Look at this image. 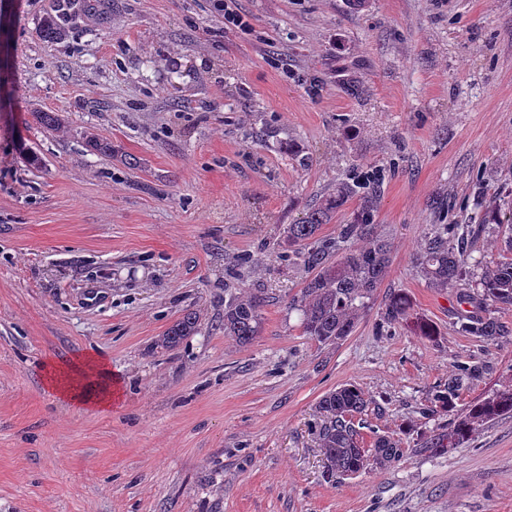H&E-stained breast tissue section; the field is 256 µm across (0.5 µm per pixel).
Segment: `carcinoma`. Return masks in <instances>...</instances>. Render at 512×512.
Masks as SVG:
<instances>
[{"instance_id": "obj_1", "label": "carcinoma", "mask_w": 512, "mask_h": 512, "mask_svg": "<svg viewBox=\"0 0 512 512\" xmlns=\"http://www.w3.org/2000/svg\"><path fill=\"white\" fill-rule=\"evenodd\" d=\"M353 198L358 199V207L352 222L338 225L334 237L318 236L320 226ZM378 204L379 195L366 180L344 181L303 221L286 228L288 254L299 260L307 273L300 296L292 299L289 308L299 312L304 335L320 344H336L352 333L386 275L391 244L379 225L373 223ZM471 206L481 215V224L496 225L501 241L498 257L487 261L473 256L469 238L479 228L471 224H434L414 257L415 267L431 286L455 293L463 305L455 321L460 334L492 343L512 341V329L498 316L500 311L512 308V205L504 209L502 204L479 194ZM265 302L261 295L225 284L224 335L242 345L251 343L261 333ZM383 318L390 323L412 319L411 302L404 292L395 290L389 295ZM199 327L197 313L185 311L160 339V347L175 349ZM414 327L427 339L437 336L436 329L422 318L414 320ZM489 370V365L481 362L457 365L448 383L435 391L431 404L437 411L455 408L460 392ZM369 405L365 393L353 384L343 385L320 400L323 422L318 437L328 479L351 477L370 465L385 466L403 456L400 437L378 435L370 451L360 446L355 420ZM508 414L512 415L511 385L469 405L448 429L430 435L426 446L447 453L468 441L480 426Z\"/></svg>"}]
</instances>
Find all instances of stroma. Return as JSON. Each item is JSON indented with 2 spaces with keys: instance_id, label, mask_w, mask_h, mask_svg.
Segmentation results:
<instances>
[{
  "instance_id": "stroma-1",
  "label": "stroma",
  "mask_w": 512,
  "mask_h": 512,
  "mask_svg": "<svg viewBox=\"0 0 512 512\" xmlns=\"http://www.w3.org/2000/svg\"><path fill=\"white\" fill-rule=\"evenodd\" d=\"M101 2L48 41L55 0H0V512H512L511 417L337 482L318 441L345 384L376 401L366 448L447 423L429 398L454 365L491 367L457 409L512 385V343L458 333L411 263L430 225L512 194V0H236L243 29L216 0ZM357 175L391 260L325 346L288 307L284 230ZM232 273L268 299L248 345L218 328ZM397 289L435 339L383 324ZM188 309L198 332L160 348ZM55 372L111 402L64 400Z\"/></svg>"
}]
</instances>
